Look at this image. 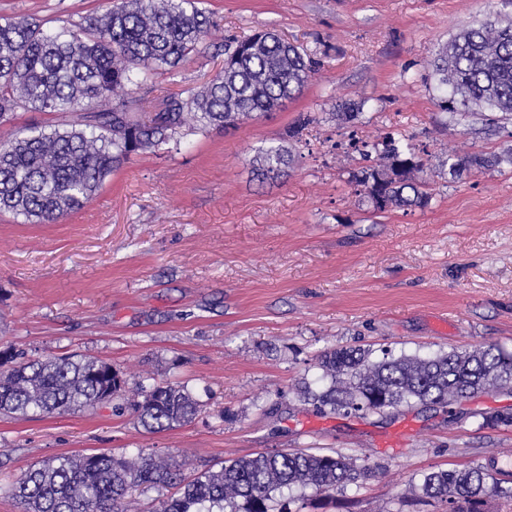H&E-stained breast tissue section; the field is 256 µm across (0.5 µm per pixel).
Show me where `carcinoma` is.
<instances>
[{
	"label": "carcinoma",
	"mask_w": 512,
	"mask_h": 512,
	"mask_svg": "<svg viewBox=\"0 0 512 512\" xmlns=\"http://www.w3.org/2000/svg\"><path fill=\"white\" fill-rule=\"evenodd\" d=\"M201 0H115L60 29L16 16L0 22V127L20 110L52 112L70 121L0 138V212L54 224L82 208L116 168L134 154L159 151L184 130L232 128L298 95L317 62L269 31L224 42V67L188 98L171 96L143 120L138 91L199 53L214 23ZM438 107L458 124L475 109L491 122L512 121V20H479L441 49L433 62ZM374 164L355 176L375 213L425 207L430 167L410 141L386 134L364 143ZM291 155L281 144L259 149L255 171L264 181L288 175ZM449 174L512 168V144L494 153L451 149ZM323 384L302 383L297 397L325 414L385 413L416 404L446 407L478 392L512 384V353L493 345L432 355L395 356L389 349L329 348L317 358ZM126 380L92 356L17 360L0 352V414L60 415L95 410L119 395ZM133 407L141 426L161 432L191 422L201 409L178 384L140 387ZM480 427H512V412L481 415ZM181 465L143 451L83 453L44 461L0 494L23 512H126L141 486H175L156 512H292L295 501L334 499L373 472L342 454L303 450L226 459L190 480ZM299 490L284 498V491ZM448 512H489L492 500L512 502V486L482 459L437 470L410 483L402 509L423 498Z\"/></svg>",
	"instance_id": "1"
}]
</instances>
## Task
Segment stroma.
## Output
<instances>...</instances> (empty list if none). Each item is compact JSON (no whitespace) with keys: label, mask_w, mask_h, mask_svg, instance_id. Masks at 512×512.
<instances>
[{"label":"stroma","mask_w":512,"mask_h":512,"mask_svg":"<svg viewBox=\"0 0 512 512\" xmlns=\"http://www.w3.org/2000/svg\"><path fill=\"white\" fill-rule=\"evenodd\" d=\"M104 0H0V18L60 27ZM216 29L176 74L155 75L144 112L199 89L224 64L222 43L261 30L319 59L301 94L225 132H185L109 176L84 208L55 224L0 214V350L28 358L77 352L139 387L187 383L201 404L152 434L110 406L0 418V480L63 455L144 451L188 455L192 476L228 458L309 448L368 460L374 472L303 512H390L410 481L492 452L512 458L511 428H479L512 410V387L444 409L348 415L300 402L319 386L327 348L431 354L497 345L512 352V172L451 177L444 151L492 153L512 124L460 125L437 105L430 60L487 9L512 0H204ZM361 104L358 120L336 116ZM314 121L300 137L289 127ZM393 132L424 147L426 207L372 214L353 175L362 144ZM288 147L287 177L253 172L269 142Z\"/></svg>","instance_id":"stroma-1"}]
</instances>
